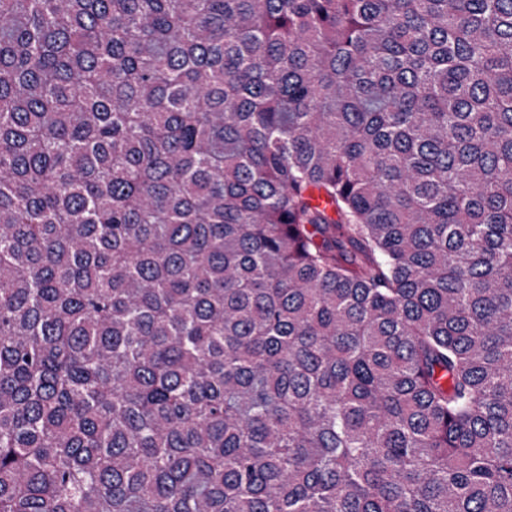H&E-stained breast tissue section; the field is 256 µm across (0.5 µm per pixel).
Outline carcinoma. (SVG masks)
<instances>
[{"label":"carcinoma","mask_w":512,"mask_h":512,"mask_svg":"<svg viewBox=\"0 0 512 512\" xmlns=\"http://www.w3.org/2000/svg\"><path fill=\"white\" fill-rule=\"evenodd\" d=\"M0 512H512V0H0Z\"/></svg>","instance_id":"cac0c4a2"}]
</instances>
